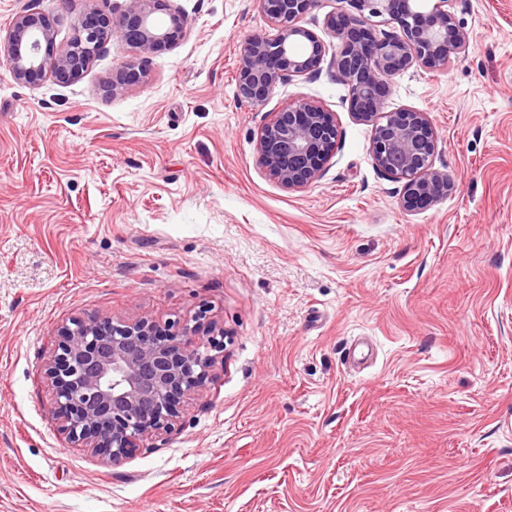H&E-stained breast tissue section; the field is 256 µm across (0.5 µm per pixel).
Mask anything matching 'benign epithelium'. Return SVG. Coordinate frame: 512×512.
<instances>
[{"instance_id": "7a95c632", "label": "benign epithelium", "mask_w": 512, "mask_h": 512, "mask_svg": "<svg viewBox=\"0 0 512 512\" xmlns=\"http://www.w3.org/2000/svg\"><path fill=\"white\" fill-rule=\"evenodd\" d=\"M171 2L127 0L117 20L91 6L78 19L72 40L58 50L52 26L42 13L28 9L0 34L3 58L20 83L37 86L49 75L74 84L114 35L144 56L176 44L186 22ZM454 2L347 0L348 9L325 21L340 41L330 55L324 40L301 25L316 0H259L273 34L239 44L237 96L260 104L277 86L318 74L328 63L349 88L352 118L373 126L370 149L376 167L403 182L405 209H426L452 183L434 166L437 137L428 114L388 109L389 78L411 68H448L468 41L456 24ZM380 17L392 30L377 32L372 19ZM146 77L143 64L130 62L112 71L104 91L113 95ZM337 140L335 114L314 99L301 98L261 127L258 161L282 186L300 189L331 160ZM211 361L193 337L164 334L148 319L127 324L74 320L46 369L50 410L71 444L117 463L171 428L180 400L197 391Z\"/></svg>"}]
</instances>
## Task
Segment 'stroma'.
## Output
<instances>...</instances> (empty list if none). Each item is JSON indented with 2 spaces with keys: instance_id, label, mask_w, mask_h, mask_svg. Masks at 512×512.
Segmentation results:
<instances>
[{
  "instance_id": "stroma-1",
  "label": "stroma",
  "mask_w": 512,
  "mask_h": 512,
  "mask_svg": "<svg viewBox=\"0 0 512 512\" xmlns=\"http://www.w3.org/2000/svg\"><path fill=\"white\" fill-rule=\"evenodd\" d=\"M31 1L59 47L88 5L126 6L0 0V27ZM174 4L176 45L112 37L71 86L0 61V512H512V0H457L466 50L390 82L453 183L417 212L329 72L237 97L239 43L272 32L258 0ZM138 58L147 80L105 93ZM299 97L339 136L289 190L256 135ZM77 318L218 344L172 429L116 464L50 412ZM359 336L375 356L353 371Z\"/></svg>"
}]
</instances>
